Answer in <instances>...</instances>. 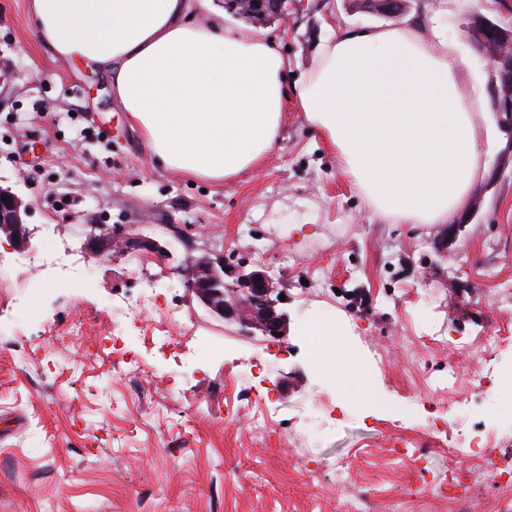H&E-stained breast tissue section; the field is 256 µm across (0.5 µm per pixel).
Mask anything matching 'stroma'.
Masks as SVG:
<instances>
[{
    "instance_id": "stroma-1",
    "label": "stroma",
    "mask_w": 512,
    "mask_h": 512,
    "mask_svg": "<svg viewBox=\"0 0 512 512\" xmlns=\"http://www.w3.org/2000/svg\"><path fill=\"white\" fill-rule=\"evenodd\" d=\"M496 0H413L406 18L440 21L460 34L467 13L495 16ZM356 28L383 17L350 0H291L284 21L224 22L266 34L287 49L289 73L312 63L328 21ZM503 140L468 205L473 220L436 248L439 224H398L375 214L343 174L335 151L288 107L281 139L260 166L231 182L191 179L156 164L142 132L112 95L105 74L60 59L38 40L27 0H0V185L30 207L29 248L0 244V512H336L366 486L409 512H437L426 491L445 478L461 435L458 403L495 396L474 420L494 437L493 461L512 465V394L493 377L512 369V345L489 362L458 351L433 357L431 377L459 369L457 402L440 399L413 365L438 333L474 341L512 329V176ZM124 226L186 246L223 251L279 280L290 316L285 340L243 335L192 299L182 277L153 255L107 264L85 248L88 225ZM76 254L83 285L31 277L28 255L51 246ZM154 297L137 324L117 319V301ZM173 317L174 346L151 340L157 308ZM358 323L354 336L321 337L324 363L373 356L378 403L336 387L315 366L305 322ZM267 375L253 398L281 383L270 432L225 419L237 380L254 362ZM422 442L419 473L384 455L387 438ZM357 462L342 485L325 463Z\"/></svg>"
}]
</instances>
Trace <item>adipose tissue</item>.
I'll return each instance as SVG.
<instances>
[{
	"label": "adipose tissue",
	"instance_id": "ef3b65f1",
	"mask_svg": "<svg viewBox=\"0 0 512 512\" xmlns=\"http://www.w3.org/2000/svg\"><path fill=\"white\" fill-rule=\"evenodd\" d=\"M55 56L105 70L165 169L214 183L258 168L287 104L376 212L444 224L486 170L485 78L441 25L332 32L293 87L275 39L194 21L189 0H28Z\"/></svg>",
	"mask_w": 512,
	"mask_h": 512
}]
</instances>
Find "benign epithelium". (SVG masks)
Wrapping results in <instances>:
<instances>
[{
    "label": "benign epithelium",
    "mask_w": 512,
    "mask_h": 512,
    "mask_svg": "<svg viewBox=\"0 0 512 512\" xmlns=\"http://www.w3.org/2000/svg\"><path fill=\"white\" fill-rule=\"evenodd\" d=\"M234 15L246 19H286L289 0H227ZM358 8L378 16L399 19L409 0H359ZM473 48L490 74L491 108L509 135L512 149V24L477 15L468 17ZM29 206L10 188L0 186V239L14 248L28 247L32 232L24 221ZM87 250L109 261L145 251L162 261L172 258L170 244L162 239L128 235L97 224L88 225ZM188 294L211 315L238 324L248 335L256 332L275 340L288 336L290 317L281 308L280 283L267 271L224 261V254L204 247L188 254L175 267Z\"/></svg>",
    "instance_id": "1"
}]
</instances>
